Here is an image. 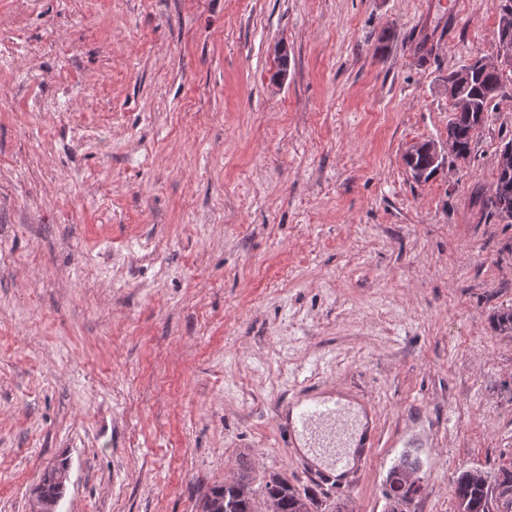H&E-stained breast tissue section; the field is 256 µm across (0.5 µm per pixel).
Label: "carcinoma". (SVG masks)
<instances>
[{"instance_id":"carcinoma-1","label":"carcinoma","mask_w":512,"mask_h":512,"mask_svg":"<svg viewBox=\"0 0 512 512\" xmlns=\"http://www.w3.org/2000/svg\"><path fill=\"white\" fill-rule=\"evenodd\" d=\"M445 82L451 86L462 84L461 97L467 101L462 107L452 105L453 116L448 122L455 157L464 159L470 154L475 134L484 123L480 115L487 114L490 101L502 94L505 77L498 69L476 76L469 73L466 63L449 72ZM404 161L412 170H423L426 181L434 175L435 166L425 143L404 156ZM483 206L490 216L512 224V139L500 149L495 186ZM256 483L259 484L257 490L254 489ZM420 492L418 465L405 458L390 470L386 479L384 495L388 512H404V505ZM453 493L458 512H512V469L501 470L492 482L479 470H465L457 477ZM37 494L41 505L57 499L58 470L51 469L44 474ZM310 505V497L292 487L281 474L257 476L250 460L243 455L233 478L206 495L203 512H311Z\"/></svg>"}]
</instances>
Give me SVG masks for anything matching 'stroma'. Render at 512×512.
Instances as JSON below:
<instances>
[{
	"mask_svg": "<svg viewBox=\"0 0 512 512\" xmlns=\"http://www.w3.org/2000/svg\"><path fill=\"white\" fill-rule=\"evenodd\" d=\"M0 0V512H201L240 452L313 512H457L512 469V225L482 201L512 83L467 158L443 79L499 0ZM316 385L378 445L309 481L276 409ZM428 142H423L420 148L415 149L413 154L405 155L404 161L408 168L414 170L415 168L423 170L426 175L423 179H417V181L429 180L435 172V167L433 165L432 156L429 150L427 149ZM421 492L420 477L416 461L403 459L389 472L384 495L389 512H404V505ZM59 469H51L48 470L39 484V488L37 489V494L40 496L39 505L40 508H44V503L47 501L49 503L53 502L59 496Z\"/></svg>",
	"mask_w": 512,
	"mask_h": 512,
	"instance_id": "1",
	"label": "stroma"
}]
</instances>
